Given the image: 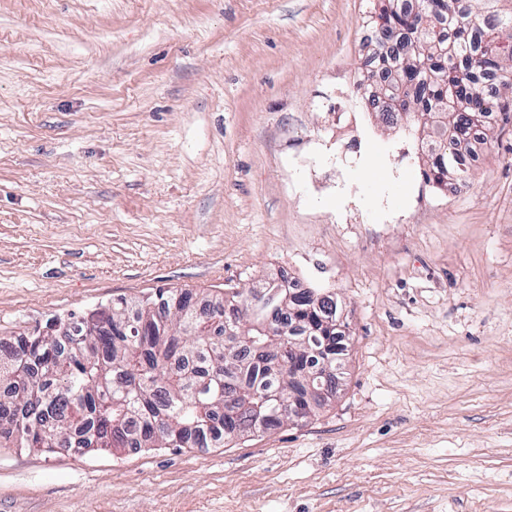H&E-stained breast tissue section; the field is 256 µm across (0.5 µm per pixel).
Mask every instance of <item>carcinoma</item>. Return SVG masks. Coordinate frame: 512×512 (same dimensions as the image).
Masks as SVG:
<instances>
[{
	"label": "carcinoma",
	"mask_w": 512,
	"mask_h": 512,
	"mask_svg": "<svg viewBox=\"0 0 512 512\" xmlns=\"http://www.w3.org/2000/svg\"><path fill=\"white\" fill-rule=\"evenodd\" d=\"M500 0H387L371 15L380 90L394 102L386 121L405 111L429 138L421 176L441 185L470 178L464 153L488 141L479 81L499 78L512 91V10ZM403 34L387 46L386 33ZM336 299L296 288L285 275L217 297L197 314L192 293L158 288L83 316L56 317L0 349V443L40 448H208L288 421L293 336L321 337L329 367L344 351L347 324ZM236 317V344L225 324Z\"/></svg>",
	"instance_id": "carcinoma-1"
}]
</instances>
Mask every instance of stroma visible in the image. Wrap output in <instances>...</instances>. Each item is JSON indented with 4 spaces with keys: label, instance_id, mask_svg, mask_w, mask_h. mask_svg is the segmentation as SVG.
I'll return each mask as SVG.
<instances>
[{
    "label": "stroma",
    "instance_id": "35a3bbf8",
    "mask_svg": "<svg viewBox=\"0 0 512 512\" xmlns=\"http://www.w3.org/2000/svg\"><path fill=\"white\" fill-rule=\"evenodd\" d=\"M371 0H0V341L287 271L343 386L220 448L0 445V512H512V125L467 186L382 122Z\"/></svg>",
    "mask_w": 512,
    "mask_h": 512
}]
</instances>
